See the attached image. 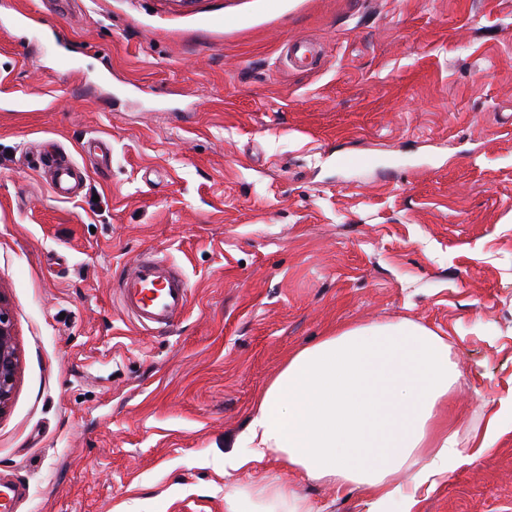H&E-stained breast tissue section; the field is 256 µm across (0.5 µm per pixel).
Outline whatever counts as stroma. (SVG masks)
<instances>
[{"instance_id": "obj_1", "label": "stroma", "mask_w": 512, "mask_h": 512, "mask_svg": "<svg viewBox=\"0 0 512 512\" xmlns=\"http://www.w3.org/2000/svg\"><path fill=\"white\" fill-rule=\"evenodd\" d=\"M95 137L111 167L57 198L37 151ZM146 252L189 284L150 333L113 295ZM0 292L17 512H225L271 473L365 512L273 455L225 474V443L344 324L447 337L449 417L512 401V0H0ZM416 491L414 512H512V430ZM9 304L0 292V414L4 413L13 394L19 370V353Z\"/></svg>"}]
</instances>
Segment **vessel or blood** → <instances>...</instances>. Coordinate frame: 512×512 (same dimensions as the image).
Listing matches in <instances>:
<instances>
[{"label": "vessel or blood", "mask_w": 512, "mask_h": 512, "mask_svg": "<svg viewBox=\"0 0 512 512\" xmlns=\"http://www.w3.org/2000/svg\"><path fill=\"white\" fill-rule=\"evenodd\" d=\"M54 194L61 199L80 195L85 174L76 163L55 156L40 162ZM123 310L143 330L173 326L188 305V286L182 271L166 258L141 255L115 284Z\"/></svg>", "instance_id": "1"}]
</instances>
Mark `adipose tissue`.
<instances>
[{
  "instance_id": "1",
  "label": "adipose tissue",
  "mask_w": 512,
  "mask_h": 512,
  "mask_svg": "<svg viewBox=\"0 0 512 512\" xmlns=\"http://www.w3.org/2000/svg\"><path fill=\"white\" fill-rule=\"evenodd\" d=\"M447 339L409 320L348 326L289 356L259 396L225 470L268 455L333 486L366 490V512H412L413 495L396 485L434 483L490 447L505 407L486 402V423L441 426L459 392ZM225 512H315L310 500L270 475L224 500Z\"/></svg>"
}]
</instances>
